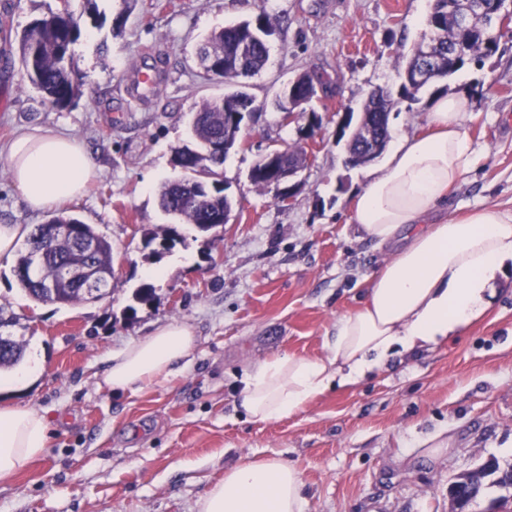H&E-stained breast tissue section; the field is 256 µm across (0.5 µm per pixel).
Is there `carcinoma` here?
<instances>
[{
	"label": "carcinoma",
	"instance_id": "cac0c4a2",
	"mask_svg": "<svg viewBox=\"0 0 512 512\" xmlns=\"http://www.w3.org/2000/svg\"><path fill=\"white\" fill-rule=\"evenodd\" d=\"M64 7L36 20L19 38V60L30 83L53 108H66L76 104L82 96V81L74 70V46L81 37V18ZM472 22L478 35L468 47V64L483 66L498 46L500 25L490 14L473 11ZM455 19L448 15V0H436L434 11L427 17L428 32L416 43L408 56L404 72L411 74L420 68L421 43L437 42L440 53L430 63L441 79L451 77L448 73V42L455 37ZM272 23L262 15L253 24L243 21L212 32L199 45L197 52L205 60L224 65V77H251L262 72L270 57V47L265 36L271 34ZM431 81L406 80L397 93L383 91V96L366 99L357 121L350 131L346 148L359 153L368 145L365 137L372 131L373 137L390 138L389 117L392 109L386 107L385 98L395 104L403 101L416 102L418 94ZM253 96L238 89L199 106L196 119L191 125L189 142L175 149L174 158L184 160L186 178L171 179L160 191V205L164 212L181 218L184 223L206 233L218 226L224 213L233 209V199L224 194L223 173L218 168L224 165L228 151L224 143L233 147L239 142L241 128L229 124L228 113L244 112L247 100ZM42 257V278L35 280L25 274L35 255ZM88 268L91 274L101 278L112 276V243L98 234L92 225L82 222L65 211L53 216L45 225L31 229L25 240L24 250L18 255L13 268L20 287L38 303L79 305L89 302L84 285L61 274L65 266ZM22 356V345L8 335L0 333V368L15 365ZM512 461L494 459L490 471L481 472L470 483L468 491L479 497L490 491L499 496L494 502L505 506L512 502V491L504 489Z\"/></svg>",
	"mask_w": 512,
	"mask_h": 512
}]
</instances>
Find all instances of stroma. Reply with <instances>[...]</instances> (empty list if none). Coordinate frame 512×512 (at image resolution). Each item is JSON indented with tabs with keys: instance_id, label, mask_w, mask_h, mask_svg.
Segmentation results:
<instances>
[{
	"instance_id": "obj_1",
	"label": "stroma",
	"mask_w": 512,
	"mask_h": 512,
	"mask_svg": "<svg viewBox=\"0 0 512 512\" xmlns=\"http://www.w3.org/2000/svg\"><path fill=\"white\" fill-rule=\"evenodd\" d=\"M80 0H0V224L49 220L12 185L1 149L35 128L65 133L93 155L97 177L67 209L112 243V294L77 306L33 301L0 258V319L24 349L39 347L38 380L17 403L50 421L44 455L0 485V512H197L238 462L280 459L303 481L305 512H449L448 486L488 458L512 459V273L497 281L479 322L448 343L350 389H332L303 412L258 424L235 405L243 375L288 353L321 356L341 315L362 305L366 282L390 257L350 220L371 164H346L339 129L367 93L398 88L401 56L425 31L430 0H101L83 17L74 64L78 103L51 109L18 64V38L35 20ZM270 17L266 70L248 81L265 105L224 162L235 201L229 224L197 235L164 213L161 185L189 139L202 99L231 91L208 76L195 47L228 24ZM122 26H114L115 18ZM155 91L124 95L144 65ZM326 74L311 107L319 122L291 204L255 188L267 150L301 143L308 118L283 123L273 101L306 71ZM467 92L463 126L477 167L448 195L447 213L512 216V32L483 68L429 85L390 114L392 135L426 132L435 94ZM175 225L185 241L167 253L146 234ZM163 279L151 281L149 270ZM155 295L125 310L141 284ZM182 322L198 346L173 374L135 393L102 386L108 356L156 324ZM443 435L447 447L430 439Z\"/></svg>"
}]
</instances>
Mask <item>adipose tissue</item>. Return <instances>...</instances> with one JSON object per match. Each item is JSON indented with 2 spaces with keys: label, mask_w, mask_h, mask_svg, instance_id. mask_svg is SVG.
Returning <instances> with one entry per match:
<instances>
[{
  "label": "adipose tissue",
  "mask_w": 512,
  "mask_h": 512,
  "mask_svg": "<svg viewBox=\"0 0 512 512\" xmlns=\"http://www.w3.org/2000/svg\"><path fill=\"white\" fill-rule=\"evenodd\" d=\"M469 100L438 94L430 130L398 140L350 205V217L392 259L369 280L362 307L340 316L322 356L280 354L244 378L239 405L266 423L303 411L331 387L351 388L395 358H412L465 332L489 307L491 283L512 264V217L485 209L463 219L436 213L476 164L463 131ZM6 159L15 189L35 212L76 200L96 175L88 150L69 136L35 129L19 135ZM197 346L191 327L156 325L112 352L103 382L134 393L167 379ZM50 423L33 407L0 405V484L46 450ZM299 472L278 460L225 469L199 512H305Z\"/></svg>",
  "instance_id": "obj_1"
}]
</instances>
